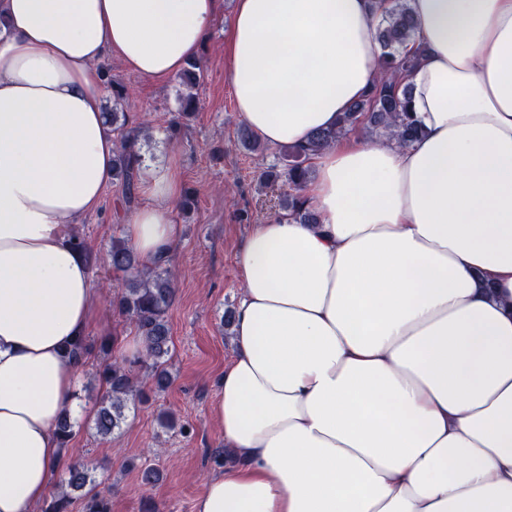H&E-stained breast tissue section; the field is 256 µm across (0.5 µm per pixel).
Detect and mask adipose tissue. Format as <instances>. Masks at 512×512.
Segmentation results:
<instances>
[{"mask_svg":"<svg viewBox=\"0 0 512 512\" xmlns=\"http://www.w3.org/2000/svg\"><path fill=\"white\" fill-rule=\"evenodd\" d=\"M421 137L315 158L317 223L240 245L236 350L212 412L235 458L194 512H512V0H408ZM219 0H0V512L48 493L57 425L100 292L73 245L117 149L98 64L165 82ZM379 0H236L244 123L301 145L381 75ZM127 239L144 267L181 236L161 166Z\"/></svg>","mask_w":512,"mask_h":512,"instance_id":"obj_1","label":"adipose tissue"}]
</instances>
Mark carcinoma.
Here are the masks:
<instances>
[{"instance_id": "carcinoma-1", "label": "carcinoma", "mask_w": 512, "mask_h": 512, "mask_svg": "<svg viewBox=\"0 0 512 512\" xmlns=\"http://www.w3.org/2000/svg\"><path fill=\"white\" fill-rule=\"evenodd\" d=\"M415 22L407 0H393L375 28V37L382 48V77L360 101L341 114L333 129L315 133L304 145L287 146L288 167L283 172L268 170L264 178L268 182L284 179L289 190L279 199L277 216L288 217L300 224L316 223L315 214L301 195V187L309 179L308 161L337 139L356 133L365 127L380 137H395L410 144L421 135V129L409 110L411 88L399 80V76L411 71L418 64L416 55L410 56L403 46L413 35ZM196 63L191 62L180 74V84L188 93L182 97V114L196 110L192 90L197 83ZM107 119L115 130L121 132V146L112 170L114 178L122 181L127 208L135 202V179L144 165V157L137 147L138 136L130 133L126 113L109 112ZM102 260L113 271L125 275L123 287L112 299V307L134 325L144 352L133 356L116 355V343L109 339L100 345L104 361L100 365L98 379L105 387V394L93 418L95 432L103 437L121 429L127 404L138 395L140 378L153 379L157 388L168 384L166 368L171 350V336L167 313L172 304L175 288L167 268L158 264L146 269L132 246L123 239L112 240ZM75 423L65 414L57 427L60 445H65L75 435ZM60 484L67 487L44 502L43 512H70L73 499L84 502V512H109L104 497L91 488L94 479L91 468L80 457H72L65 464Z\"/></svg>"}]
</instances>
